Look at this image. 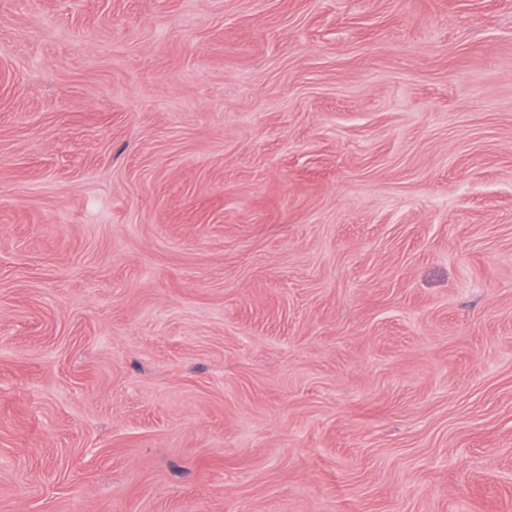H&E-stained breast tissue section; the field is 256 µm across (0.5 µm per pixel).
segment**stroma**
Returning a JSON list of instances; mask_svg holds the SVG:
<instances>
[{"label":"stroma","mask_w":512,"mask_h":512,"mask_svg":"<svg viewBox=\"0 0 512 512\" xmlns=\"http://www.w3.org/2000/svg\"><path fill=\"white\" fill-rule=\"evenodd\" d=\"M0 512H512V0H0Z\"/></svg>","instance_id":"1"}]
</instances>
